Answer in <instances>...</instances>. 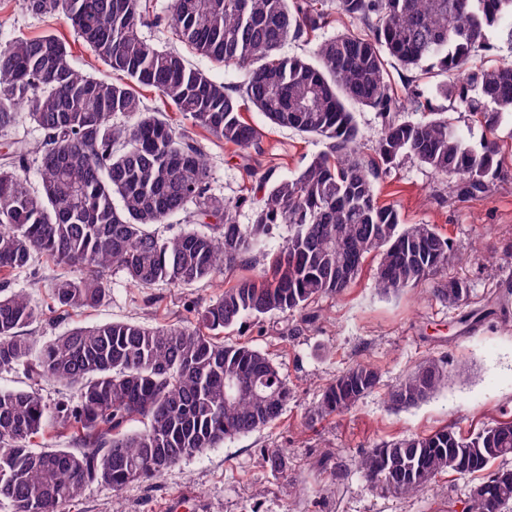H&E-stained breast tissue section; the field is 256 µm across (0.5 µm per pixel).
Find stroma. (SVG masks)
Here are the masks:
<instances>
[{
    "mask_svg": "<svg viewBox=\"0 0 512 512\" xmlns=\"http://www.w3.org/2000/svg\"><path fill=\"white\" fill-rule=\"evenodd\" d=\"M171 3L150 0L139 26L144 40L182 53L215 81L231 88L238 85L240 69L198 57L178 41L168 23ZM46 33L70 45V62L76 69L107 75V67L78 41L64 15L37 16L23 10L19 0H0V41ZM389 75L392 91L403 105L400 119L421 118V110L411 101L418 87L433 92V106L447 111L472 145L486 137L476 117L434 93L437 85L455 83L456 74L424 66L414 70L410 83L398 70ZM142 96L149 108L163 109L173 127L198 141L210 164V191L228 202L259 195V182L266 174L297 175L323 149L319 138L273 125L249 109L244 116L258 129L260 143L246 164L236 147L194 127L182 113L164 108L157 92L146 89ZM494 136L507 157L500 178L486 193L456 195L446 180L410 156L380 168L375 179L379 202L395 205L404 223L436 225L451 240L457 258L447 273L469 283L465 305L436 300L428 282L381 294L373 282L377 262L370 259L342 295L314 304L313 320L297 312L276 313L226 330L225 342L246 343L268 354L286 379L291 398L280 419L267 429L186 458L151 482L131 484L118 493L90 484L66 512H462L479 475L460 479L447 474L404 498L381 494L357 471L355 462L368 449L396 438L426 436L446 427L467 438L492 421L512 417V307L487 318L470 335H451L464 314L485 308L502 284L512 281L511 117L503 118ZM287 237V225H276L270 242L254 250L251 264L187 288H135L122 272H110V293L92 309L64 313L55 308L51 280L75 276L77 270L46 259H35L29 269L12 273L10 286L26 293L43 313L28 334L37 345L78 326L112 321L190 326L195 308L215 300L239 279L268 268ZM430 356L445 359V384L417 406L393 408L390 389ZM359 362L379 369L378 387L348 413L310 421L308 412L320 400L323 387ZM269 448L285 449L287 475L265 467L262 455Z\"/></svg>",
    "mask_w": 512,
    "mask_h": 512,
    "instance_id": "1",
    "label": "stroma"
}]
</instances>
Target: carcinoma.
<instances>
[{
    "instance_id": "carcinoma-1",
    "label": "carcinoma",
    "mask_w": 512,
    "mask_h": 512,
    "mask_svg": "<svg viewBox=\"0 0 512 512\" xmlns=\"http://www.w3.org/2000/svg\"><path fill=\"white\" fill-rule=\"evenodd\" d=\"M35 15L61 13L77 37L120 81L75 69L65 42L53 34L0 42V274L22 271L34 255L81 274L50 286L67 312L95 308L109 293L106 273L129 283L182 288L247 262L252 248L286 224L288 240L270 270L244 277L199 313V326L149 327L114 321L78 327L39 348L21 332L40 311L0 282V372L24 366L35 383L53 379L77 387L74 404H48L38 389L0 388V501L14 512H63L93 482L118 492L160 477L182 459L280 418L290 396L272 361L247 344L216 341L249 319L304 312L324 295H341L378 255L375 287L383 294L413 288L454 259L450 240L432 224L402 223L381 205L376 167L357 154L359 128L350 106L382 118L377 154L384 165L411 155L448 178L459 195L486 192L502 171L496 140L469 144L448 115L416 90L427 115L399 119L387 61L410 72L422 63L464 80L436 86L482 118L490 131L512 114V66L470 68L491 50L486 31L512 19V0H338V9L370 33L338 34L313 54L288 55V41L307 43L330 23L315 0H173L170 25L178 40L209 61L244 70L234 91L190 67L175 51L139 33L141 0H24ZM163 100L244 157L258 129L244 120L251 106L271 123L317 136L325 150L295 176L260 180L264 197L253 221L240 224L234 203L209 193L210 168L201 147L146 108L136 88ZM40 132L13 141L21 105ZM122 116L127 121L119 123ZM36 180L38 187L31 186ZM185 213L196 229L161 236L155 225ZM465 280L446 281L434 295L452 304L469 298ZM512 296L460 319L469 333ZM447 378L445 361L428 358L389 394L397 409L414 407ZM236 392L225 398V383ZM379 383V371L358 363L323 391L315 415L350 410ZM143 428L124 432L131 421ZM53 432L77 448L34 452L31 438ZM512 418L464 438L445 428L386 442L363 454L360 472L382 492L409 496L444 474H482L466 512H503L512 504ZM272 472L287 470L279 448L267 451ZM501 465H496V462Z\"/></svg>"
}]
</instances>
